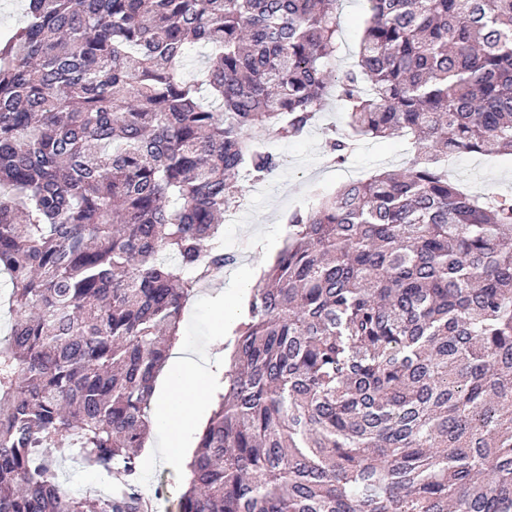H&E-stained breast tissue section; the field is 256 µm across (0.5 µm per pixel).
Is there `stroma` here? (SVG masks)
<instances>
[{"mask_svg": "<svg viewBox=\"0 0 512 512\" xmlns=\"http://www.w3.org/2000/svg\"><path fill=\"white\" fill-rule=\"evenodd\" d=\"M366 7V0H341L337 13L341 49L329 66L331 76H339L355 64L362 35L358 21ZM347 128L346 112L334 103L300 139L266 141L267 150L276 154L279 166L266 181L250 185L240 210L225 217L224 248L236 255L237 262L226 268L219 279L204 284L189 300L182 319L184 346L208 339L211 310L223 300L225 289L259 276L273 261L282 245L288 213L310 206L315 189L333 192L354 177L403 168L414 152L413 144L402 137L363 139L346 162L333 163L326 141L332 130ZM448 174L469 192L512 196V155L460 153L452 158ZM185 482L186 472L182 469L158 465L141 471L140 486L150 512H176Z\"/></svg>", "mask_w": 512, "mask_h": 512, "instance_id": "1", "label": "stroma"}]
</instances>
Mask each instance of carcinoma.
Segmentation results:
<instances>
[{
    "instance_id": "1",
    "label": "carcinoma",
    "mask_w": 512,
    "mask_h": 512,
    "mask_svg": "<svg viewBox=\"0 0 512 512\" xmlns=\"http://www.w3.org/2000/svg\"><path fill=\"white\" fill-rule=\"evenodd\" d=\"M0 39V512H148L139 451L224 215L331 93L415 154L288 215L177 512H512V197L442 164L512 152V0H26ZM193 47L205 66L186 79ZM108 479L70 492L59 462ZM365 0H343L340 2L337 22L339 25V42L341 49L328 70L331 78L342 75V72L355 64L356 52L361 39L362 31L358 24L359 19L366 12Z\"/></svg>"
}]
</instances>
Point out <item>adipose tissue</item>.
Masks as SVG:
<instances>
[{
  "mask_svg": "<svg viewBox=\"0 0 512 512\" xmlns=\"http://www.w3.org/2000/svg\"><path fill=\"white\" fill-rule=\"evenodd\" d=\"M218 354L214 345L204 350H171L155 411L160 442L157 452L145 457L146 467L161 461L181 466L187 463V437L192 428L204 424L210 410L209 390L226 370Z\"/></svg>",
  "mask_w": 512,
  "mask_h": 512,
  "instance_id": "obj_1",
  "label": "adipose tissue"
}]
</instances>
